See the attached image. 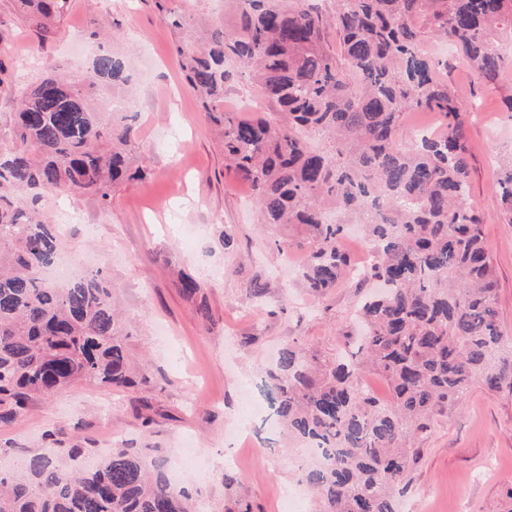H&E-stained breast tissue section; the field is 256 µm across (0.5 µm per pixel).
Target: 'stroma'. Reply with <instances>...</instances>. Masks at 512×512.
I'll use <instances>...</instances> for the list:
<instances>
[{
    "label": "stroma",
    "instance_id": "1",
    "mask_svg": "<svg viewBox=\"0 0 512 512\" xmlns=\"http://www.w3.org/2000/svg\"><path fill=\"white\" fill-rule=\"evenodd\" d=\"M98 28L108 30L109 48L126 58L135 76L133 159L148 176L118 185L105 211L75 196L45 197L41 210L54 220L64 208L75 219L62 227V258L101 269L116 284L126 317L123 341L141 370L132 390L82 382L35 399L15 421L0 423V460L19 465L44 449L76 445L81 465L123 445L163 461L168 473L180 442L189 438L203 449L204 467L184 471L177 484L206 512H235L241 499L253 512H278L286 489L298 493V512H312V496L297 480L304 463L298 445L268 431L263 414L253 416L263 439L256 447L234 441L232 422L246 402L266 405L261 380L282 344L297 341L324 359L356 346L352 313L362 290L349 278L320 299L300 288L291 270L304 259L292 246L299 235L257 223L252 191L225 166L156 0H69L46 38L13 0H0V128L9 126L23 83L58 65L71 72L84 65L95 48L89 35ZM424 49L446 60L440 78L476 107L466 130L469 203L481 214L497 271L499 319L512 332V227L501 222L494 189L496 157L512 152V112L503 107L512 94V66L499 85L486 86L457 52L432 40ZM232 71L225 108L245 116L263 110L247 71L237 65ZM226 234L235 239L236 253H225ZM279 240L286 250L276 248ZM185 274L201 283L199 299L184 296ZM257 280L267 285L260 299L249 295ZM420 446L402 512H500L512 487V394L474 385ZM231 455L239 466L228 488L224 460Z\"/></svg>",
    "mask_w": 512,
    "mask_h": 512
}]
</instances>
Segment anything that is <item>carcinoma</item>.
Instances as JSON below:
<instances>
[{"instance_id": "1", "label": "carcinoma", "mask_w": 512, "mask_h": 512, "mask_svg": "<svg viewBox=\"0 0 512 512\" xmlns=\"http://www.w3.org/2000/svg\"><path fill=\"white\" fill-rule=\"evenodd\" d=\"M157 0L175 35L190 89L218 130L224 158L254 191L258 223L289 224L306 242V290L322 297L356 268L341 245L344 224L362 226L374 252L361 284L359 355L322 360L284 344L263 387L284 431L316 442L319 463L299 469L318 512H399L429 434L470 388L512 392V336L499 320L498 280L482 218L468 204L470 105L422 49L451 42L485 84L500 83L512 42V0H235L199 33L193 18ZM48 33L68 0H14ZM336 33V47L327 41ZM233 61L271 106L246 118L224 108ZM123 58L103 48L75 77L46 73L29 84L13 124L0 130V421L36 396L73 384L135 385L113 303L112 279L90 270L64 284L42 272L57 259L58 225L39 211L47 195L78 194L105 209L112 190L145 176L130 156L129 116L94 108L91 94L126 89ZM437 112L441 131L403 143V114ZM325 147L317 149L311 137ZM501 221L512 226V156L498 161ZM374 373L390 390L369 392ZM163 464L134 448L70 467L57 449L0 470V512H198L170 485Z\"/></svg>"}]
</instances>
